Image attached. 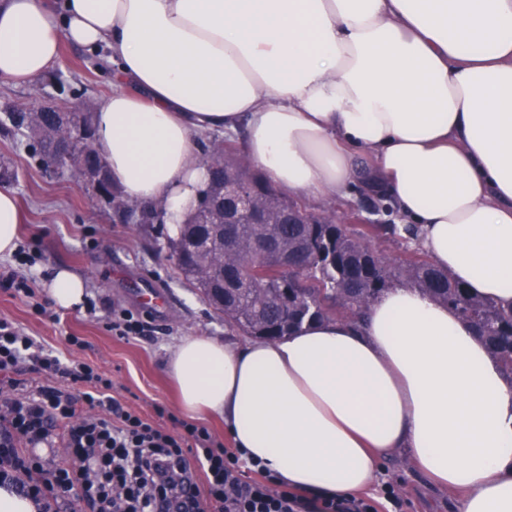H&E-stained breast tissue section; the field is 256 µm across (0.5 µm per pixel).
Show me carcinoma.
Returning a JSON list of instances; mask_svg holds the SVG:
<instances>
[{
	"label": "carcinoma",
	"instance_id": "carcinoma-1",
	"mask_svg": "<svg viewBox=\"0 0 512 512\" xmlns=\"http://www.w3.org/2000/svg\"><path fill=\"white\" fill-rule=\"evenodd\" d=\"M3 125L33 141L43 155L68 131L66 116L4 105ZM91 180L102 179L108 205L125 211L128 202L112 184L105 161L95 152L93 138L81 145ZM210 187L199 208L167 237L171 254L185 282L224 317V323L245 336H286L304 323L329 319L358 321L385 289L394 285L417 287L432 299L448 305L483 338L504 374L512 380V306L503 307L471 295L468 289L432 262L411 251L393 264L373 248L380 236L402 237L417 244L415 230L407 225L365 224L352 232L331 219L310 223L288 222V210L300 215L297 201H285L258 174L244 167L238 157L214 140L207 148ZM249 182L254 190L258 218L242 224L215 228L224 188ZM237 249L224 248V240ZM266 246L259 262L261 281L253 290L230 293L224 301L213 290L221 276L232 277L238 263L256 247ZM288 284V299L280 288Z\"/></svg>",
	"mask_w": 512,
	"mask_h": 512
}]
</instances>
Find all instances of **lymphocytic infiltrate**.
Here are the masks:
<instances>
[{
	"label": "lymphocytic infiltrate",
	"mask_w": 512,
	"mask_h": 512,
	"mask_svg": "<svg viewBox=\"0 0 512 512\" xmlns=\"http://www.w3.org/2000/svg\"><path fill=\"white\" fill-rule=\"evenodd\" d=\"M25 360L44 384L30 388L15 378ZM68 381L88 388L74 396ZM58 442L69 450L59 462L17 452ZM242 466L255 480L236 477ZM266 475L204 426L186 422L176 434L154 426L113 396L111 378L83 362H62L0 319V485L12 484L40 512H50L53 494L81 503L80 512H305L300 493L272 488Z\"/></svg>",
	"instance_id": "f902f5d3"
}]
</instances>
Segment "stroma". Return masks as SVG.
I'll return each instance as SVG.
<instances>
[{
	"instance_id": "1",
	"label": "stroma",
	"mask_w": 512,
	"mask_h": 512,
	"mask_svg": "<svg viewBox=\"0 0 512 512\" xmlns=\"http://www.w3.org/2000/svg\"><path fill=\"white\" fill-rule=\"evenodd\" d=\"M112 93V67L83 49L63 44L61 62L51 73L24 88L0 87V104L32 107L54 100L68 108L81 100L103 101ZM15 172L9 182L23 211L18 246L23 257L7 260L16 272L34 279L33 297L0 291V318L14 322L38 344L53 350L61 360L90 364L112 379V394L141 417L166 429L179 409L165 364L170 348L183 336H230L225 324L185 283L169 258L165 236L155 224H126L108 206L96 202L73 178H61L41 163L28 141L0 128V170ZM380 194L353 188L350 199L333 203L305 202L318 216L350 214L364 204H379L373 218L381 224L399 221L396 207ZM67 267L87 285L88 307L62 310L51 306L45 293L47 278L58 267ZM147 292L160 294L164 303L148 307ZM129 312L148 331L124 337L113 329L115 314ZM78 344H70V337ZM165 416H158L157 408ZM379 487L393 483L406 502V512H453L455 495L426 487L403 451L382 460Z\"/></svg>"
}]
</instances>
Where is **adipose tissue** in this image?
<instances>
[{
  "mask_svg": "<svg viewBox=\"0 0 512 512\" xmlns=\"http://www.w3.org/2000/svg\"><path fill=\"white\" fill-rule=\"evenodd\" d=\"M65 42L106 51L94 149L170 228L208 181L197 135L240 131L253 168L311 201L347 197L368 166L438 268L512 306V0H0V84L45 76ZM21 222L0 189V258ZM45 291L85 301L63 267ZM166 370L183 413L223 418L234 448L309 500L369 490L400 449L458 492L455 512H512V381L419 289L273 341L185 336Z\"/></svg>",
  "mask_w": 512,
  "mask_h": 512,
  "instance_id": "1",
  "label": "adipose tissue"
}]
</instances>
